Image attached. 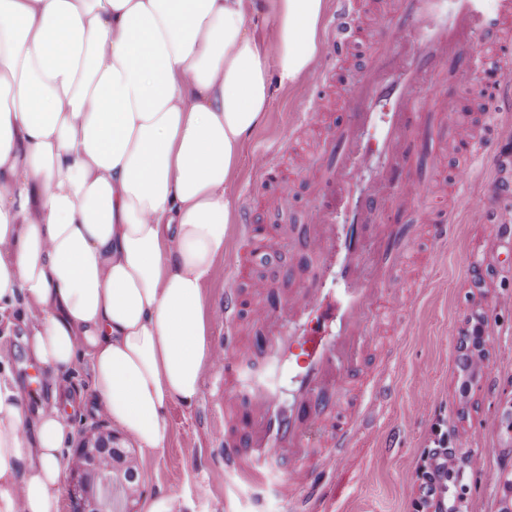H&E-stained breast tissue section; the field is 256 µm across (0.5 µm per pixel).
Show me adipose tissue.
<instances>
[{"label":"adipose tissue","instance_id":"1","mask_svg":"<svg viewBox=\"0 0 512 512\" xmlns=\"http://www.w3.org/2000/svg\"><path fill=\"white\" fill-rule=\"evenodd\" d=\"M325 0H0V315L51 399L27 410L0 347V512H64L68 411L149 454L218 361L205 284L229 186L274 86L309 74ZM86 365L93 400L70 396Z\"/></svg>","mask_w":512,"mask_h":512}]
</instances>
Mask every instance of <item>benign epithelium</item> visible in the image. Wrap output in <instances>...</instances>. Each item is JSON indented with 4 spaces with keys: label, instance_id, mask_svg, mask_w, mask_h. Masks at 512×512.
Segmentation results:
<instances>
[{
    "label": "benign epithelium",
    "instance_id": "obj_1",
    "mask_svg": "<svg viewBox=\"0 0 512 512\" xmlns=\"http://www.w3.org/2000/svg\"><path fill=\"white\" fill-rule=\"evenodd\" d=\"M117 437L95 426L79 434V443L69 459L67 470L74 480L68 494L73 512H105L104 501L112 495V486L121 485L133 497L139 486L133 484L137 465L125 451L112 448Z\"/></svg>",
    "mask_w": 512,
    "mask_h": 512
}]
</instances>
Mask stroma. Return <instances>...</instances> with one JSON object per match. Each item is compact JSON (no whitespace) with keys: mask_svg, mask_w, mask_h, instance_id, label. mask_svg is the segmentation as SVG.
<instances>
[{"mask_svg":"<svg viewBox=\"0 0 512 512\" xmlns=\"http://www.w3.org/2000/svg\"><path fill=\"white\" fill-rule=\"evenodd\" d=\"M435 79L441 101L429 122L436 136L414 157L408 173L411 180L426 183V202L453 203L457 233L440 257L428 262L422 203L401 201L393 208L398 223L411 225L413 235L403 280L390 297L391 310L405 317L406 327L385 338L397 348L395 392L382 417L395 434L394 445L387 448L369 437L351 448L323 483L325 512H414L416 470L440 434L464 460L458 512H512V488L505 485L512 479V238L500 231L512 220V195L487 193L491 182L512 180V131L502 130L504 145L493 164L475 171L471 192L488 196L487 211L449 201L445 188L465 159L449 147L448 115L476 112L477 105L466 97L468 72H451L443 63ZM319 90L312 74L274 88L266 119L249 137L232 180L236 203L261 208L264 189L253 168L254 154L288 136L296 110ZM285 183L287 206L264 222L287 227L288 235L274 254L246 268L254 277L283 271L274 282L282 296L313 272L312 266L297 265L298 232L319 201L315 170L287 176ZM476 318L483 322L477 339L483 365L470 371L463 366L460 344ZM0 343L9 347L11 373L25 388L28 408L36 409L45 396L44 373L27 357L21 330L0 325ZM215 373L206 368L195 402L169 406V440L162 451L145 456L128 437H120L118 447L137 456L142 496L132 501L113 488L112 512H140L144 498L160 491L178 497L184 512H253V491L225 474L211 441L212 431L224 424L211 384Z\"/></svg>","mask_w":512,"mask_h":512,"instance_id":"35a3bbf8","label":"stroma"}]
</instances>
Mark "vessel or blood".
Wrapping results in <instances>:
<instances>
[{"instance_id":"1","label":"vessel or blood","mask_w":512,"mask_h":512,"mask_svg":"<svg viewBox=\"0 0 512 512\" xmlns=\"http://www.w3.org/2000/svg\"><path fill=\"white\" fill-rule=\"evenodd\" d=\"M356 5L357 0H336L332 63L321 69L320 81H329L334 63L359 37ZM511 24L512 0H496L492 6L487 0H398L380 38L412 46L413 53L399 64L378 53L362 82L348 88L353 109L325 146L321 202L304 232L314 273L277 301L272 279L254 286L259 301L252 319L263 341L249 352L239 339L243 267L237 261L229 265L218 311L224 341L216 384L226 411L214 439L224 450L225 470L238 483L285 501L320 499L323 491L314 472L338 467L368 430L371 414L384 404L390 393L384 384L392 362L388 355L361 388L358 405L345 407L342 399L345 386L363 370L365 344L377 336L389 283L402 262L400 242L408 236V225L381 223L387 202L380 184L388 182L402 198L422 195L420 186L400 179L425 106L419 85L441 60L468 64V50L459 43L462 34L493 37L497 57L474 67L473 79L480 83L498 72L496 98L512 105V79L506 75L512 40L504 36ZM496 120V111L483 114L479 131L466 144L471 162H493L486 133ZM256 158L255 168L268 184L282 182V160L294 170L307 167L288 138L274 149L259 150ZM435 212L428 222L429 241L438 253L451 240L455 224L445 207L436 206ZM286 234L283 228L274 233L260 229L247 211L237 244L267 254Z\"/></svg>"}]
</instances>
